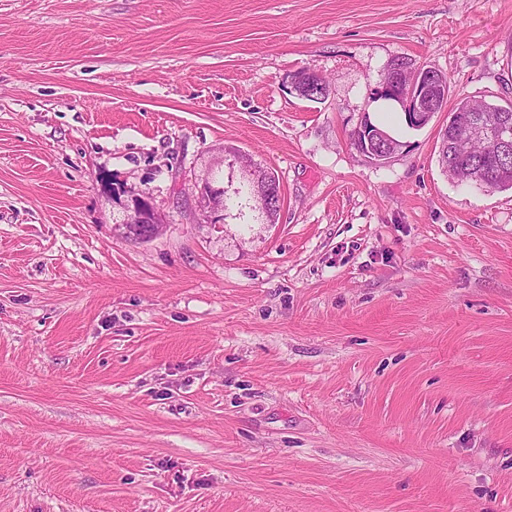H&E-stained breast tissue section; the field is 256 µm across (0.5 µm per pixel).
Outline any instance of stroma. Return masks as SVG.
Instances as JSON below:
<instances>
[{
  "instance_id": "obj_1",
  "label": "stroma",
  "mask_w": 512,
  "mask_h": 512,
  "mask_svg": "<svg viewBox=\"0 0 512 512\" xmlns=\"http://www.w3.org/2000/svg\"><path fill=\"white\" fill-rule=\"evenodd\" d=\"M397 58L512 101V0H0V512H512V191L378 98ZM368 121L372 128H378L384 131L370 120ZM380 130L368 133V128L366 129L361 122L360 125L357 126L352 132V143H358L360 139H362L363 149L360 150L355 145H353L354 148L368 159L382 164L389 160L394 154H396L398 150L395 147V142L392 141L391 137L384 133L386 131L382 132ZM213 183L214 178L210 170L204 178L201 179V185H197L198 195L196 207L200 212L205 214V217L210 223L216 224L224 219L218 218L221 215H216L218 212L224 210V190L221 187H215ZM264 172L266 173V178L262 182L255 180L257 183L255 187L258 192L262 210H266V208L271 205L270 203L274 202V199L277 200L278 207L280 208L282 203L280 182L273 172ZM110 192L112 201L120 207L122 214L121 220L113 227L124 239L128 236L137 242H148L163 232L165 217L154 206L148 193L113 182L110 183Z\"/></svg>"
}]
</instances>
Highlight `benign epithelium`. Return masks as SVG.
<instances>
[{"label": "benign epithelium", "instance_id": "benign-epithelium-1", "mask_svg": "<svg viewBox=\"0 0 512 512\" xmlns=\"http://www.w3.org/2000/svg\"><path fill=\"white\" fill-rule=\"evenodd\" d=\"M392 80L381 84L378 92L386 93L402 103L404 110L416 128L428 125L440 104L448 100V84L442 74L434 69L422 66H392ZM469 138L480 141L487 154H502L512 145V114L509 109L496 111V116L487 113H473L469 121ZM363 142L359 153L368 159L382 164L397 153L391 137L378 130L368 132L364 125L353 131L352 142ZM258 198L262 208L270 203H282L280 182L272 172H266V178L256 184ZM112 201L121 209L122 218L114 229L122 237H130L138 242H148L158 237L166 226L163 214L154 206L151 196L140 190L129 188L122 183H110ZM197 208L212 223H218L215 214L224 210V189L214 186L212 172H207L198 186Z\"/></svg>", "mask_w": 512, "mask_h": 512}]
</instances>
